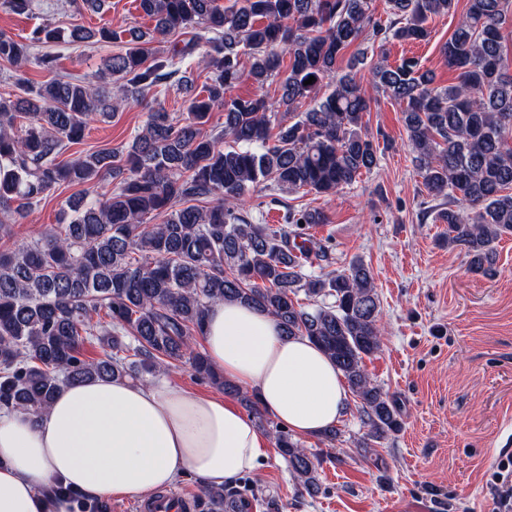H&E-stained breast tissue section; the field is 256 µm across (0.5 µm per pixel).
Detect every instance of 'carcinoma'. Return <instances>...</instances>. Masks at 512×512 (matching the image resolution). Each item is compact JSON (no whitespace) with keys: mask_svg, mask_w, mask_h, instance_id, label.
<instances>
[{"mask_svg":"<svg viewBox=\"0 0 512 512\" xmlns=\"http://www.w3.org/2000/svg\"><path fill=\"white\" fill-rule=\"evenodd\" d=\"M137 2L153 27L127 29L126 46L104 58L92 79L35 83L27 65L55 73L58 57L35 56L37 47L111 42L121 32L75 24L65 35L45 24L24 42L0 32V60L13 66L18 90L0 95V232L56 188L83 186L68 223L0 250V407L38 414L69 382L145 383L182 359L238 395L193 347L210 307L233 298L276 317L283 335L309 337L334 360L359 398L367 437L400 431L395 404L364 368L382 343L370 269L355 259L336 273L305 270L293 241L306 226L327 223L319 211L290 209L273 229L252 223L243 209L246 193L268 181L282 191L329 194L376 167L378 146L363 121L371 94L354 72L366 52L345 71L339 58L368 38L425 41L428 19L448 14L456 0H387L384 26L373 18V0ZM0 4L16 15L33 9V0ZM69 7L76 16H104L112 4L70 0ZM511 15L512 0H468L442 48L458 72L454 84L434 85L412 59L371 66L372 90L405 103L408 146L427 192L460 195V207L436 214L448 225V247L465 251L470 270L484 276L495 270V242L512 235V60L504 45ZM196 26L211 36L191 38L170 55L153 52L154 42ZM194 54L210 73L200 89L177 67L176 58ZM244 55L251 58L246 73ZM245 76L259 88L279 80V98L229 95ZM163 85L182 92L184 124L159 108L131 145L58 160L90 122ZM281 109L292 122L279 120ZM215 111L224 113V128L202 133ZM108 178L115 189L101 197L96 187ZM214 196L211 207L194 205ZM301 292L317 304L302 307ZM102 310L108 320H93ZM88 336L100 344L97 358H82ZM274 446L300 486L316 491L318 457L281 426Z\"/></svg>","mask_w":512,"mask_h":512,"instance_id":"cac0c4a2","label":"carcinoma"}]
</instances>
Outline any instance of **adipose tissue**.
<instances>
[{
  "label": "adipose tissue",
  "mask_w": 512,
  "mask_h": 512,
  "mask_svg": "<svg viewBox=\"0 0 512 512\" xmlns=\"http://www.w3.org/2000/svg\"><path fill=\"white\" fill-rule=\"evenodd\" d=\"M203 342L225 380L296 436L334 427L349 407L335 363L309 338L283 336L268 313L214 305ZM266 448L225 399L163 379L75 382L41 413L0 410V512H79L81 500L150 497L188 474L218 486L254 471Z\"/></svg>",
  "instance_id": "1"
}]
</instances>
